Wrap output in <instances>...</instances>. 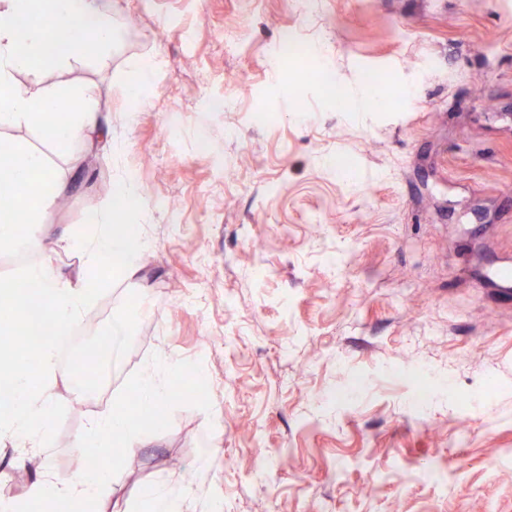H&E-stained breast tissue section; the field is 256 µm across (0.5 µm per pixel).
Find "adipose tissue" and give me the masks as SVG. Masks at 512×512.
<instances>
[{
    "label": "adipose tissue",
    "mask_w": 512,
    "mask_h": 512,
    "mask_svg": "<svg viewBox=\"0 0 512 512\" xmlns=\"http://www.w3.org/2000/svg\"><path fill=\"white\" fill-rule=\"evenodd\" d=\"M112 12L105 0H0V132L36 126L51 140L67 143L76 132L100 124L91 108L93 86L55 84L29 92L16 84L22 71L51 69L65 72L84 59L107 54L112 43ZM0 166L13 179L30 185L24 196L13 197L8 209H0V245H25L27 252L43 254L44 260L26 270L19 288H0V305H12L18 314H52L55 332H63L94 304L101 277L112 268L134 274L146 249L140 225L122 222L136 212L141 197L131 179L117 181L112 206L89 213V229L80 235L55 236L50 214L63 188L58 172L36 150L0 135ZM34 225L32 234H18V221ZM82 252L86 272L71 279L50 259L58 249ZM41 378L32 384L21 356L0 353V445L15 448L19 458L38 457L51 438L57 415L54 388L62 377H75L73 368L57 358L54 341L39 351ZM182 370L179 361L164 359L145 369L136 380L140 413L132 416L120 408L94 417L76 438V447L108 455L114 440L135 451L148 438V421L157 419L173 393L172 380ZM122 468L80 471L66 478L43 469L27 492L10 501L5 512H29L32 504L50 503L53 512H79L86 504L98 505L112 493V483Z\"/></svg>",
    "instance_id": "1"
}]
</instances>
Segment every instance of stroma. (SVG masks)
Returning <instances> with one entry per match:
<instances>
[{
    "label": "stroma",
    "mask_w": 512,
    "mask_h": 512,
    "mask_svg": "<svg viewBox=\"0 0 512 512\" xmlns=\"http://www.w3.org/2000/svg\"><path fill=\"white\" fill-rule=\"evenodd\" d=\"M112 21L105 61L16 76L95 86L109 137L0 136L63 176L60 231L135 178L139 272L113 270L79 323L122 332L123 408L161 359L210 386L174 394L149 446L113 447V498L138 512L172 483L183 512H512V289L493 279L512 268V0H112ZM288 37L308 58L280 59ZM374 70L392 102L369 109ZM55 398L41 460L66 477L105 405L73 414L64 379Z\"/></svg>",
    "instance_id": "1"
}]
</instances>
